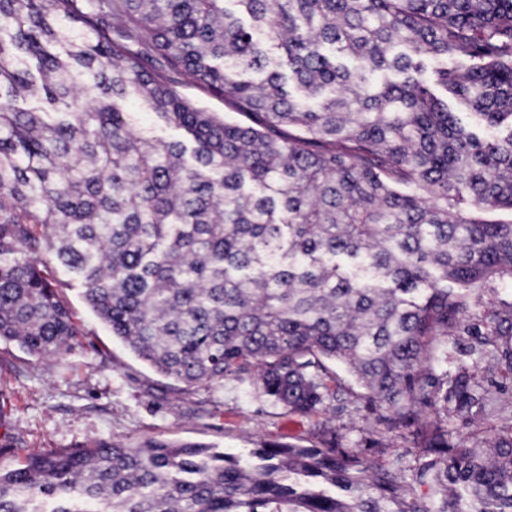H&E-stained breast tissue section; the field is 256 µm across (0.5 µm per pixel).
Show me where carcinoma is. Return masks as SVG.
<instances>
[{
  "label": "carcinoma",
  "instance_id": "obj_1",
  "mask_svg": "<svg viewBox=\"0 0 512 512\" xmlns=\"http://www.w3.org/2000/svg\"><path fill=\"white\" fill-rule=\"evenodd\" d=\"M491 209L512 212V0H0V340L74 346L59 271L164 378L354 402L415 455L99 440L26 451L0 512H512V391L479 366L512 379ZM178 90L183 95L198 98L201 101V105L209 112H217L229 119L238 118V115L232 112L227 104H225L224 100L204 95L191 83L183 84Z\"/></svg>",
  "mask_w": 512,
  "mask_h": 512
}]
</instances>
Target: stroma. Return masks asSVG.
Returning <instances> with one entry per match:
<instances>
[{
    "instance_id": "stroma-1",
    "label": "stroma",
    "mask_w": 512,
    "mask_h": 512,
    "mask_svg": "<svg viewBox=\"0 0 512 512\" xmlns=\"http://www.w3.org/2000/svg\"><path fill=\"white\" fill-rule=\"evenodd\" d=\"M58 286L75 314L78 342L61 359L0 341V468L23 451L74 448L98 439L198 442L234 455L260 441L311 444L320 425L361 448L368 425L357 411L303 417L273 404L253 378L185 386L166 379L112 339L66 278Z\"/></svg>"
}]
</instances>
